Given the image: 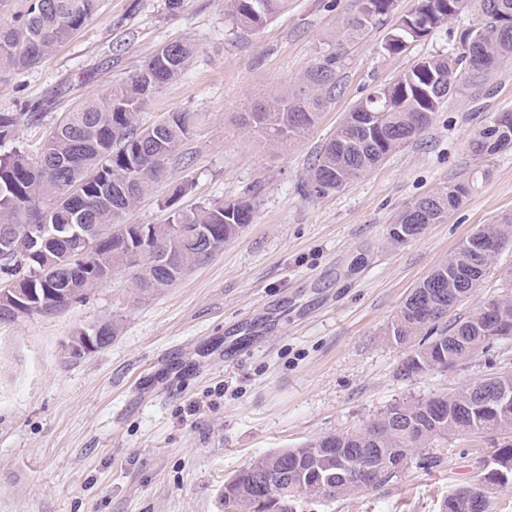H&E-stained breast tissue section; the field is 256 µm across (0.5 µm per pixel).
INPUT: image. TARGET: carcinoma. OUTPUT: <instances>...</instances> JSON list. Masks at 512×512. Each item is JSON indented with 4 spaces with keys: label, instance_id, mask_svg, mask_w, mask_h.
<instances>
[{
    "label": "carcinoma",
    "instance_id": "obj_1",
    "mask_svg": "<svg viewBox=\"0 0 512 512\" xmlns=\"http://www.w3.org/2000/svg\"><path fill=\"white\" fill-rule=\"evenodd\" d=\"M95 0H29L24 18L0 30V68L23 69L51 53L81 29ZM233 24L256 31L287 0H227ZM395 0H359L347 34L360 36L393 13ZM477 12L460 34V46L427 56L389 84L374 88L347 113L315 155L301 191L320 197L345 188L421 135L435 112L459 89L463 71L475 80L512 57V0H415L387 34L383 49L406 51L466 11ZM192 48L162 47L129 80L63 113L44 141L39 160L12 145L21 117L43 113L0 112V272L29 290L17 313L0 303V321L54 314L80 302L114 272L128 269L141 298L182 280L208 263L253 219L247 198L202 203L191 209L167 201L165 224H123L122 215L169 177L176 147L193 130L189 112H172L145 128L138 116L152 95L184 70ZM331 55L306 87L273 97L249 113L248 125L271 144L294 142L316 123L336 91ZM470 146L494 155L512 148V113L499 112L475 133ZM475 179L453 182L407 206L388 230L393 244L417 239L443 220L473 190ZM92 243V255L84 253ZM512 245V214L473 231L404 301L385 335L410 351L398 368L410 380L424 372L465 365L485 347L512 345V272L507 291L464 317L455 307L477 288L501 251ZM512 434V372H495L453 392L396 400L364 427L327 433L297 448L269 451L224 482V512H297L298 503H331L378 489L398 478L409 461L420 469L443 463L460 435ZM374 449L372 471L353 473L362 449ZM494 470L454 488L441 512H488L489 494L512 482V443L496 450Z\"/></svg>",
    "mask_w": 512,
    "mask_h": 512
}]
</instances>
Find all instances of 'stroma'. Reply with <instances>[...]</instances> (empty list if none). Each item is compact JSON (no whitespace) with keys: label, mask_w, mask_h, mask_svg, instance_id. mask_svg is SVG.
Here are the masks:
<instances>
[{"label":"stroma","mask_w":512,"mask_h":512,"mask_svg":"<svg viewBox=\"0 0 512 512\" xmlns=\"http://www.w3.org/2000/svg\"><path fill=\"white\" fill-rule=\"evenodd\" d=\"M357 10L358 0H288L264 28L240 32L225 0H183L174 12L167 0H97L84 27L40 63L0 69V112L48 104L41 121L17 130L34 159L61 113L126 82L165 44L190 45L182 74L141 118L189 112L194 134L168 179L123 221L164 223L163 203L181 184L184 208L243 195L254 205L238 238L147 299L119 270L64 311L0 322V512H224L225 479L260 454L361 427L396 400L512 370V351L494 349L402 380L406 351L385 334L461 241L512 212V151L478 156L468 146L486 119L512 112V61L485 85H460L421 136L344 189L314 198L300 189L315 153L370 89L455 48L475 19L462 14L391 55L387 21L343 43ZM334 54L335 94L300 140L270 145L244 129L247 112L304 86ZM472 174L475 189L443 222L388 242L407 205ZM510 269L512 246L457 314L502 294ZM104 320L119 324L112 344L64 360L70 336ZM504 442L459 437L441 466L411 465L381 489L298 512H439Z\"/></svg>","instance_id":"35a3bbf8"}]
</instances>
